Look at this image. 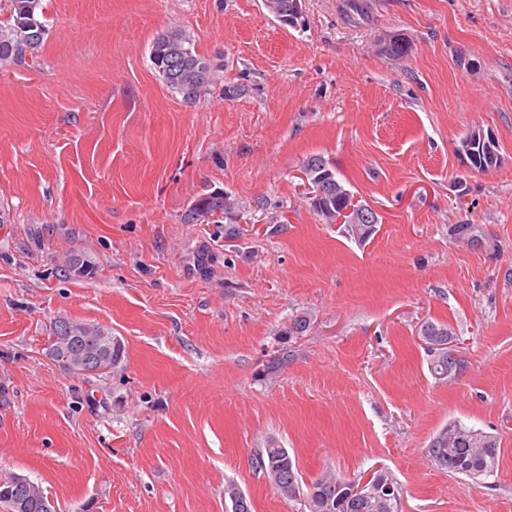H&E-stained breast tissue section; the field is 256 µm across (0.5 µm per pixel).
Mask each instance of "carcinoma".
I'll return each mask as SVG.
<instances>
[{
    "mask_svg": "<svg viewBox=\"0 0 512 512\" xmlns=\"http://www.w3.org/2000/svg\"><path fill=\"white\" fill-rule=\"evenodd\" d=\"M42 18L41 0H12L9 16L0 22V68L26 63L27 56L42 45L46 35ZM171 46L180 50L175 59L165 54ZM150 60L169 91L187 104L199 100L214 83L216 69L197 53L190 34L181 28H173L153 40ZM231 209L233 204L224 194H210L188 210L184 220L192 223L217 211L226 214ZM79 333V324L70 328L67 322L58 321L52 327L49 347L59 344L64 336ZM87 348L96 353L95 367L103 371L112 368L123 353L122 343L104 331ZM428 453L430 462L439 470L472 480L497 478V437L488 438L458 421L448 424L431 440ZM254 464L278 495L303 502L306 512H403L400 498L369 501L351 495V484L361 481L359 477L351 479L329 470L311 483L302 484L296 460L274 440L255 451ZM38 490V485L19 475L14 485L0 487V503L7 512H52L49 501L33 497Z\"/></svg>",
    "mask_w": 512,
    "mask_h": 512,
    "instance_id": "carcinoma-1",
    "label": "carcinoma"
}]
</instances>
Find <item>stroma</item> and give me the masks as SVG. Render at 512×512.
Returning <instances> with one entry per match:
<instances>
[{
  "label": "stroma",
  "mask_w": 512,
  "mask_h": 512,
  "mask_svg": "<svg viewBox=\"0 0 512 512\" xmlns=\"http://www.w3.org/2000/svg\"><path fill=\"white\" fill-rule=\"evenodd\" d=\"M362 2L304 0L292 27L263 0H42L36 59L0 68V474L55 512H232L231 483L252 512H302L251 463L270 439L306 484L383 468L403 512H512V0ZM173 27L218 65L193 104L150 60ZM393 33L400 61L376 48ZM477 127L498 141L483 171L458 152ZM313 155L377 212L367 241L311 210ZM217 191L235 221L183 222ZM464 223L485 248L451 237ZM58 320L121 360L65 369ZM430 322L454 381L429 371ZM455 420L498 437L495 487L431 465ZM101 336L98 340H89L87 348L96 353L95 368H99V373H104L106 370L111 369L122 356L123 346L122 343L111 334L100 331ZM96 373V374H99Z\"/></svg>",
  "instance_id": "stroma-1"
}]
</instances>
